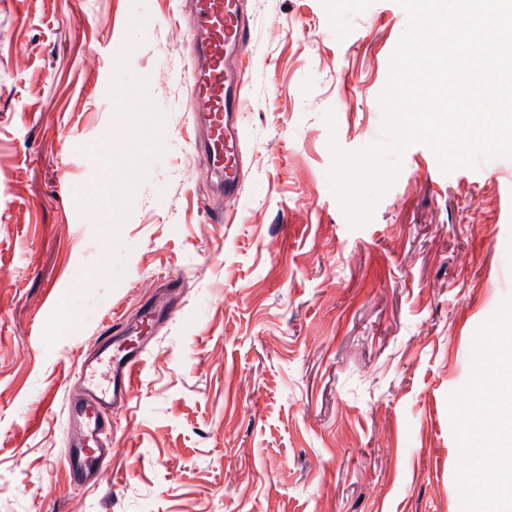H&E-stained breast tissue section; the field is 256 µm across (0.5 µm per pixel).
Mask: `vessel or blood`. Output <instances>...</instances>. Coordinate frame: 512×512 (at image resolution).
I'll use <instances>...</instances> for the list:
<instances>
[{
	"instance_id": "b4317fda",
	"label": "vessel or blood",
	"mask_w": 512,
	"mask_h": 512,
	"mask_svg": "<svg viewBox=\"0 0 512 512\" xmlns=\"http://www.w3.org/2000/svg\"><path fill=\"white\" fill-rule=\"evenodd\" d=\"M191 52L185 78L192 88L188 110L202 131L197 143L219 185L230 199L240 194V147L244 129V75L240 61L250 43L244 0H191ZM168 313L145 301L132 320L104 324L92 351L82 359L78 387L66 404L68 448L65 454L73 484L97 483L103 462L112 454V414L132 401L131 388L141 374L149 343Z\"/></svg>"
}]
</instances>
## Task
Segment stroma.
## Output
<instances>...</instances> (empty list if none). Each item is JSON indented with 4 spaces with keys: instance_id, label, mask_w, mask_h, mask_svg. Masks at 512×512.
<instances>
[{
    "instance_id": "obj_1",
    "label": "stroma",
    "mask_w": 512,
    "mask_h": 512,
    "mask_svg": "<svg viewBox=\"0 0 512 512\" xmlns=\"http://www.w3.org/2000/svg\"><path fill=\"white\" fill-rule=\"evenodd\" d=\"M179 0H0V512H459L492 461L512 159L416 143L351 226L333 148L390 143L398 0H245L241 192L194 146ZM224 211V223L211 217ZM177 275L93 488L65 396Z\"/></svg>"
}]
</instances>
